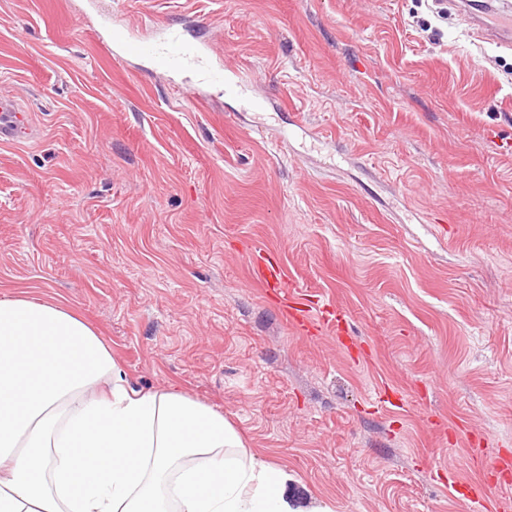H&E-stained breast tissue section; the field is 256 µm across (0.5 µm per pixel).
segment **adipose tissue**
Listing matches in <instances>:
<instances>
[{
	"instance_id": "obj_1",
	"label": "adipose tissue",
	"mask_w": 512,
	"mask_h": 512,
	"mask_svg": "<svg viewBox=\"0 0 512 512\" xmlns=\"http://www.w3.org/2000/svg\"><path fill=\"white\" fill-rule=\"evenodd\" d=\"M222 413L133 388L59 302L0 299V512H330Z\"/></svg>"
}]
</instances>
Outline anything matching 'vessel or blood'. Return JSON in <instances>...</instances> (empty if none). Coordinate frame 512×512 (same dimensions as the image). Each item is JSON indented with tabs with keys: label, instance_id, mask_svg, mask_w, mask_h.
<instances>
[{
	"label": "vessel or blood",
	"instance_id": "1",
	"mask_svg": "<svg viewBox=\"0 0 512 512\" xmlns=\"http://www.w3.org/2000/svg\"><path fill=\"white\" fill-rule=\"evenodd\" d=\"M458 6L479 41L504 49L512 48V0H459ZM107 40L115 58L146 59L154 70L163 73L195 70L197 80L187 87L190 95H199L205 87H219L226 94L239 98L245 110L258 106L249 82L226 73L223 67L208 65L203 59L204 47L189 43L173 26L160 27L157 37L152 39L135 36L124 27H114L108 30ZM35 135L29 110L16 100L1 97L0 144L28 141ZM248 264L254 279L267 294L282 303L287 318L299 333L311 336L325 326L335 329L339 336L347 335L349 325L344 315L330 306H318L307 299L303 285L285 280L276 260L254 250L248 256Z\"/></svg>",
	"mask_w": 512,
	"mask_h": 512
}]
</instances>
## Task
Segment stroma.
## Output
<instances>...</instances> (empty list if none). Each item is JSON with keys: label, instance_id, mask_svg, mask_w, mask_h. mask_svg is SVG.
Masks as SVG:
<instances>
[{"label": "stroma", "instance_id": "1", "mask_svg": "<svg viewBox=\"0 0 512 512\" xmlns=\"http://www.w3.org/2000/svg\"><path fill=\"white\" fill-rule=\"evenodd\" d=\"M428 0H0V298H52L130 383L222 413L332 512H503L512 484V51ZM173 25L253 82L119 62ZM349 316L298 333L247 254ZM400 391L392 407L381 391ZM487 434L483 458L469 438ZM479 483L482 504L449 476ZM36 129L32 114L16 100L0 98V144H16L33 139Z\"/></svg>", "mask_w": 512, "mask_h": 512}]
</instances>
